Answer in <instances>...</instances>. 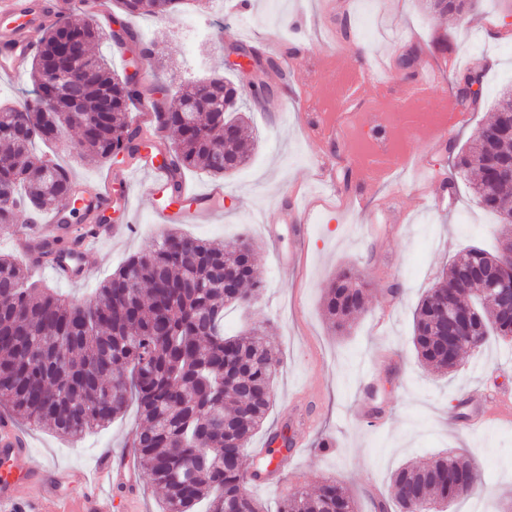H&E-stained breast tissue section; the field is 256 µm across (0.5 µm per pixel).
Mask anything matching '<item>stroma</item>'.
<instances>
[{
  "label": "stroma",
  "mask_w": 512,
  "mask_h": 512,
  "mask_svg": "<svg viewBox=\"0 0 512 512\" xmlns=\"http://www.w3.org/2000/svg\"><path fill=\"white\" fill-rule=\"evenodd\" d=\"M316 2L252 0L250 14L242 19L233 0H193L177 19L131 18L140 46L152 51L150 59L108 40L98 45L115 72L137 73L161 94L172 85L227 75L224 50L230 44L245 42L272 57L276 44L303 30L308 38L288 77L271 70L266 82L275 89L285 82L301 90L309 67L328 56L332 64L322 87L332 91L356 58L370 66L387 63L385 84L366 88L369 107L405 83L396 62L408 46H420L441 69V95H451L455 72L479 59L489 63L467 121L447 129L446 144L435 149L428 133H408L387 157L394 169L390 176L370 175L340 147L320 155L299 103L289 102L281 112L251 103L245 119L256 146L243 168L223 178V215L183 225V232L203 239L227 243L246 236L258 246L265 289L249 309L227 305L224 324L229 333L241 334L255 323L270 322L281 367L273 407L246 448L244 464L252 466L269 432L283 427L298 450L274 483L255 485L252 492L265 512H278L294 491L335 481L348 488L357 512H394L393 472L452 452L467 456L482 473L483 512H505L512 504V340L489 337L482 348L464 354L454 371L430 373L413 349L412 314L457 252L491 248L499 229L496 215L476 204L468 182L456 181L448 194L440 180L450 172L452 149L467 147L492 119L499 92L512 89V38L504 37L502 27L512 21V0H482L476 10L456 16L434 15L426 0H375L378 32L369 41L357 18L366 0H354L353 11H337L347 33L333 41L321 36ZM443 36L450 45L446 51L436 44ZM77 140L70 130L56 145L40 143L36 149L53 154L90 191L108 169L129 168L123 158L105 164L73 156ZM321 160L337 173H349L350 192L361 196L354 208L334 207L316 177ZM127 191L133 200L132 231L86 256L81 281L59 280L48 268L35 270V279L82 301L128 255L158 238L165 227L153 221L146 176L133 173ZM293 194L308 204L315 222L307 228L304 258L292 268L286 258L297 226L282 219L280 206ZM342 266L357 269L370 288L367 312L339 335L324 317L322 296ZM137 423L132 405L107 428L79 437L30 427L33 446L16 468L26 473L52 466L91 469L102 449L128 447ZM134 483L132 495L118 489L103 493L101 512H115L112 502L118 498L125 512H162L160 494L147 477L136 473Z\"/></svg>",
  "instance_id": "obj_1"
}]
</instances>
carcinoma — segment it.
I'll return each mask as SVG.
<instances>
[{
    "instance_id": "obj_1",
    "label": "carcinoma",
    "mask_w": 512,
    "mask_h": 512,
    "mask_svg": "<svg viewBox=\"0 0 512 512\" xmlns=\"http://www.w3.org/2000/svg\"><path fill=\"white\" fill-rule=\"evenodd\" d=\"M190 0H121L127 16L151 12L175 16ZM480 0H429L440 13L473 10ZM112 21L117 46L137 42L122 17ZM103 32L94 15L81 23L63 21L47 28L33 59L30 97L19 108L0 107V232L16 227L23 209L47 210L71 199L68 170L32 152L35 141L63 137L69 126L81 131L80 156L110 162L123 153L133 158L145 142L128 117L130 106L147 98L132 76L119 77L104 58L91 52ZM79 48L76 76L82 82L78 119H50L49 102L63 109L66 83L53 84L65 45ZM230 52L260 70L276 61L254 47L237 43ZM422 52L411 50L398 66L416 75ZM273 95L265 82L252 89L228 78L211 81L207 90L181 84L170 96L150 99L152 122L170 131L173 142L159 141L162 154L181 179L186 170L215 178L241 169L248 159L251 133L244 124V98ZM512 164V91L497 102L492 120L474 142L453 156L454 173L475 176L473 196L499 214V234L512 235V182L498 183L489 196L485 181ZM43 262L72 255L62 235L38 247ZM498 251L466 248L449 271L419 301L412 344L417 359L439 372L453 370L439 346L435 298L451 307L470 299L478 316L474 343L480 348L489 332L512 338V315L497 312L491 298L495 277L512 272L494 263ZM256 246L248 238L218 243L164 232L150 247L130 255L103 280L91 299L76 303L41 286L21 259L0 255V408L30 425H46L58 434L78 437L101 428L136 402L140 423L132 448L139 465L162 496L164 512H264L249 486L276 471L259 464L243 466V451L263 425L274 401L273 383L280 364L267 327L259 324L242 336L224 331L228 303L254 304L264 288L257 279ZM238 277L236 295L224 291V271ZM365 280L351 268L337 272L324 296L334 331L344 333L366 310ZM399 512H438L448 500L483 488L479 472L457 455L435 457L420 466H404L392 476ZM278 512H355L348 490L329 481L312 493L296 491Z\"/></svg>"
}]
</instances>
